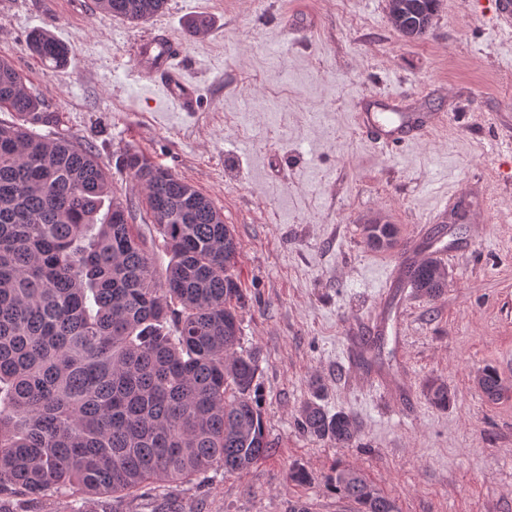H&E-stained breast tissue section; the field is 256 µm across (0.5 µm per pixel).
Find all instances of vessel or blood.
Here are the masks:
<instances>
[{
	"mask_svg": "<svg viewBox=\"0 0 512 512\" xmlns=\"http://www.w3.org/2000/svg\"><path fill=\"white\" fill-rule=\"evenodd\" d=\"M133 57L146 87L173 111H196L199 93L183 73L180 42L157 30L135 43ZM403 101V96L386 92L362 96L353 114L356 128L375 147L392 150L424 138L440 123V114L405 111Z\"/></svg>",
	"mask_w": 512,
	"mask_h": 512,
	"instance_id": "obj_1",
	"label": "vessel or blood"
}]
</instances>
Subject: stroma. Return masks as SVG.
<instances>
[{
	"mask_svg": "<svg viewBox=\"0 0 512 512\" xmlns=\"http://www.w3.org/2000/svg\"><path fill=\"white\" fill-rule=\"evenodd\" d=\"M440 0L430 33L410 41L387 0H167L163 22L199 87L174 112L139 80L131 49L152 24L107 17L93 0H0V58L44 99L38 134L91 147L127 201L157 269L170 257L146 221L144 193L122 163L135 149L210 198L232 225L245 295L239 348L258 359L255 396L270 455L207 483L87 501L48 497L38 512H357L330 482L360 472L398 512H512V32L492 0ZM205 19L207 40L187 34ZM308 24L292 36L286 24ZM49 31L71 63L44 66L27 48ZM410 95L442 112L428 137L387 154L356 129L359 98ZM454 192L470 219L433 224ZM396 228L375 249L363 228ZM454 249L447 286L382 296L410 238ZM492 366L499 400L475 383ZM447 387L448 406L430 401ZM316 401L357 422L339 448L297 424ZM307 473L291 481L292 470Z\"/></svg>",
	"mask_w": 512,
	"mask_h": 512,
	"instance_id": "obj_1",
	"label": "stroma"
}]
</instances>
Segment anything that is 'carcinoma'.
I'll list each match as a JSON object with an SVG mask.
<instances>
[{
  "label": "carcinoma",
  "mask_w": 512,
  "mask_h": 512,
  "mask_svg": "<svg viewBox=\"0 0 512 512\" xmlns=\"http://www.w3.org/2000/svg\"><path fill=\"white\" fill-rule=\"evenodd\" d=\"M167 0H95L103 15L149 20ZM439 0H389L393 27L428 34ZM29 49L69 63L68 49L37 30ZM44 101L0 59V512L15 496H131L210 470L242 471L271 452L252 398L257 359L239 354L243 291L238 243L213 202L137 150L124 166L142 188L150 223L170 255L155 267L92 151L32 131ZM367 242L389 246L394 228L369 224ZM424 260L413 287L439 296L446 282ZM479 389L499 398L484 370ZM298 425L340 447L356 438L351 416L306 403ZM336 490L358 512L395 503L353 469Z\"/></svg>",
  "instance_id": "obj_1"
}]
</instances>
